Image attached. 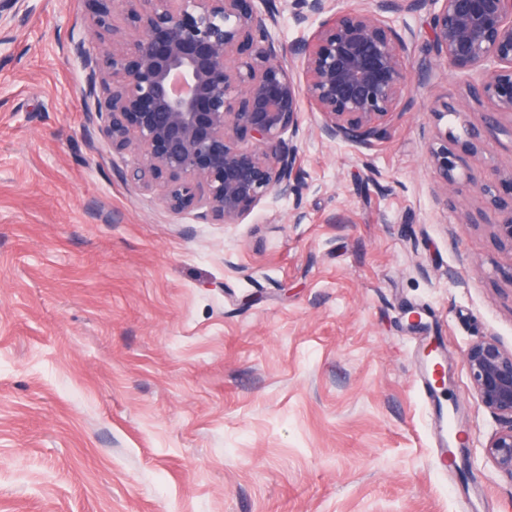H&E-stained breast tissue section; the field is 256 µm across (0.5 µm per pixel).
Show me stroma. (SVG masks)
Instances as JSON below:
<instances>
[{"label": "stroma", "instance_id": "1", "mask_svg": "<svg viewBox=\"0 0 512 512\" xmlns=\"http://www.w3.org/2000/svg\"><path fill=\"white\" fill-rule=\"evenodd\" d=\"M28 4L0 43V512H457L475 485L512 512L484 451L504 422L465 365L483 340L512 350V254L474 186L512 172V138L467 148L488 109L473 79L437 67L369 147L321 140L303 106L300 199L201 224L89 142L66 52L83 0ZM440 131L459 175L444 206ZM419 336L447 352L449 476ZM431 166L436 179L439 193L437 201L448 203V186L455 181L454 172L457 168L455 155L448 151V134L439 132L429 148Z\"/></svg>", "mask_w": 512, "mask_h": 512}]
</instances>
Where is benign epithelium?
I'll return each instance as SVG.
<instances>
[{
    "mask_svg": "<svg viewBox=\"0 0 512 512\" xmlns=\"http://www.w3.org/2000/svg\"><path fill=\"white\" fill-rule=\"evenodd\" d=\"M25 0H0V39ZM91 32L100 43L91 54L85 39L70 38L68 52L84 72L83 95L93 101L87 121L115 155L132 154L125 182L155 193L174 213L192 212L203 224H235L264 199L299 192L301 107L320 114L318 133L369 146L406 111L412 85L425 84L440 64L479 78L474 96L490 111L491 137L512 138V0H369L336 11L335 0H84ZM299 23L319 20L298 45L276 40L284 4ZM429 15L424 56H412L406 37L384 14ZM303 63L304 82L289 63ZM439 193L448 203L455 155L448 133L429 148ZM512 174L494 172L475 184L498 220L493 237L512 252ZM472 389L481 406L507 420L486 445V455L512 476V351L494 340L465 353Z\"/></svg>",
    "mask_w": 512,
    "mask_h": 512,
    "instance_id": "1",
    "label": "benign epithelium"
}]
</instances>
